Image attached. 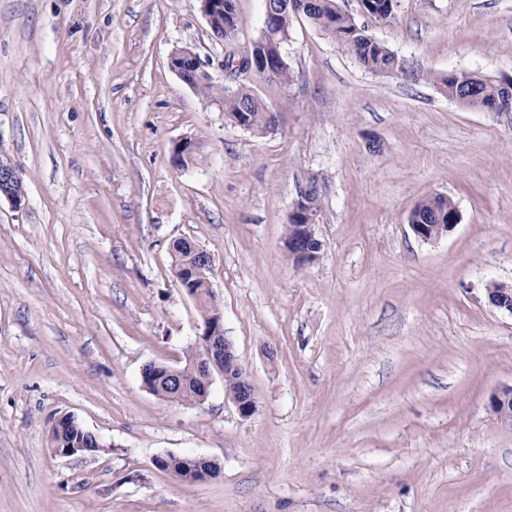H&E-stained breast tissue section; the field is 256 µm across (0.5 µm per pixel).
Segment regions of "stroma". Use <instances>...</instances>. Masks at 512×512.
<instances>
[{"mask_svg":"<svg viewBox=\"0 0 512 512\" xmlns=\"http://www.w3.org/2000/svg\"><path fill=\"white\" fill-rule=\"evenodd\" d=\"M335 2L400 70L363 68L300 16L288 85L228 75L263 0H234L221 42L199 0H0V157L26 186L21 205L0 199V512H512V426L489 405L512 384V315L485 296L512 284V112L437 83L512 77V0H396L388 23ZM177 46L278 130L225 121L170 69ZM185 136L199 154L179 169ZM313 177L325 250L297 268L285 227ZM433 196L462 220L426 243L409 218ZM183 237L213 258L250 417L219 375L195 405L142 385L196 342L172 269ZM63 415L102 450L53 452ZM166 454L220 471L181 482L154 467Z\"/></svg>","mask_w":512,"mask_h":512,"instance_id":"35a3bbf8","label":"stroma"}]
</instances>
